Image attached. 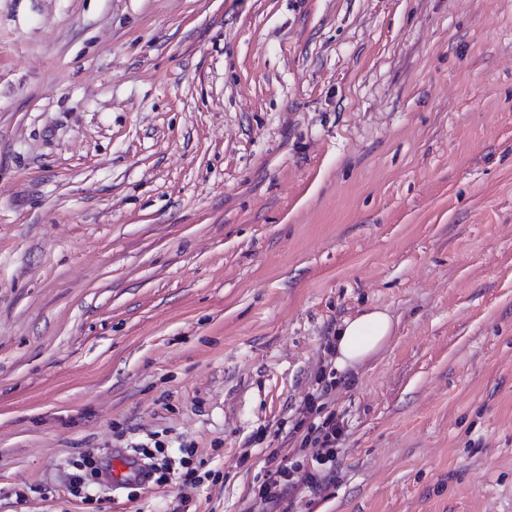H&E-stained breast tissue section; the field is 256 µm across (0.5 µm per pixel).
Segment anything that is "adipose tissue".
<instances>
[{"mask_svg":"<svg viewBox=\"0 0 512 512\" xmlns=\"http://www.w3.org/2000/svg\"><path fill=\"white\" fill-rule=\"evenodd\" d=\"M394 320L387 309L370 306L345 319L336 331V370L359 365L374 356L390 340Z\"/></svg>","mask_w":512,"mask_h":512,"instance_id":"1","label":"adipose tissue"}]
</instances>
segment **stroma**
Instances as JSON below:
<instances>
[{
	"mask_svg": "<svg viewBox=\"0 0 512 512\" xmlns=\"http://www.w3.org/2000/svg\"><path fill=\"white\" fill-rule=\"evenodd\" d=\"M371 305L272 512H512V0H0V512H248ZM393 331L394 320L385 308L370 306L345 319L336 331L334 367L341 372L370 359L388 343ZM343 436V426L336 421V414L329 413L323 420L315 424L309 423L307 433L302 443L311 445V461L315 462L305 465L304 462L289 466L282 463L285 457L275 466L268 468L263 474V480L258 488L253 490L255 504L270 505L279 503L300 481L311 488L319 487L324 481L325 466L330 467L336 464V448ZM139 453H141L145 458L135 457L133 461L140 463L145 471L146 476L149 478V481L152 480L151 482H156L157 484L168 483L170 474L169 471L171 470L170 465H172V463L165 461L164 463L157 466L156 463L152 461L145 462L147 459H152L153 454H147L145 451ZM159 472L160 474H158Z\"/></svg>",
	"mask_w": 512,
	"mask_h": 512,
	"instance_id": "35a3bbf8",
	"label": "stroma"
}]
</instances>
